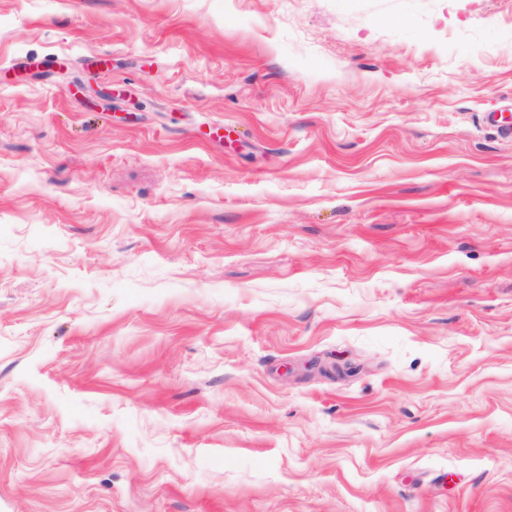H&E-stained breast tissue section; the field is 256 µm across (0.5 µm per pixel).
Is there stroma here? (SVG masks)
I'll list each match as a JSON object with an SVG mask.
<instances>
[{"instance_id":"obj_1","label":"stroma","mask_w":512,"mask_h":512,"mask_svg":"<svg viewBox=\"0 0 512 512\" xmlns=\"http://www.w3.org/2000/svg\"><path fill=\"white\" fill-rule=\"evenodd\" d=\"M512 0H0V512H512Z\"/></svg>"}]
</instances>
